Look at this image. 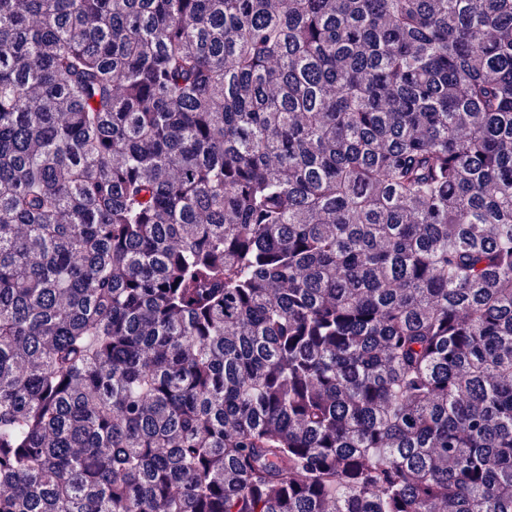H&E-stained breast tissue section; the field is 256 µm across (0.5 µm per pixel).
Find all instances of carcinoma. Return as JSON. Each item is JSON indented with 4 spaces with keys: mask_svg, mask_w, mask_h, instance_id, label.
Returning a JSON list of instances; mask_svg holds the SVG:
<instances>
[{
    "mask_svg": "<svg viewBox=\"0 0 512 512\" xmlns=\"http://www.w3.org/2000/svg\"><path fill=\"white\" fill-rule=\"evenodd\" d=\"M0 512H512V0H0Z\"/></svg>",
    "mask_w": 512,
    "mask_h": 512,
    "instance_id": "1",
    "label": "carcinoma"
}]
</instances>
